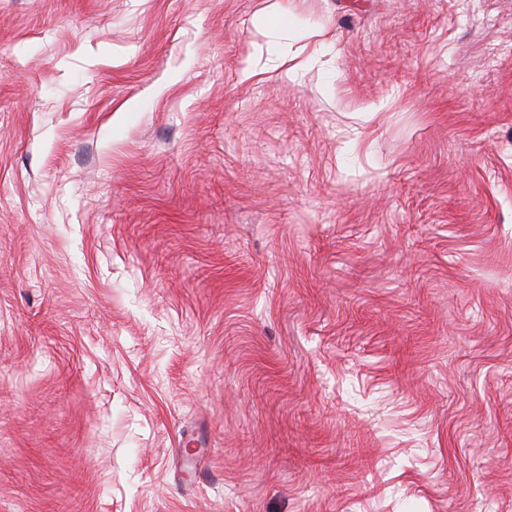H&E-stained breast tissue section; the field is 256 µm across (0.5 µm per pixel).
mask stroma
<instances>
[{"label": "stroma", "instance_id": "obj_1", "mask_svg": "<svg viewBox=\"0 0 512 512\" xmlns=\"http://www.w3.org/2000/svg\"><path fill=\"white\" fill-rule=\"evenodd\" d=\"M0 512H512V0H0Z\"/></svg>", "mask_w": 512, "mask_h": 512}]
</instances>
